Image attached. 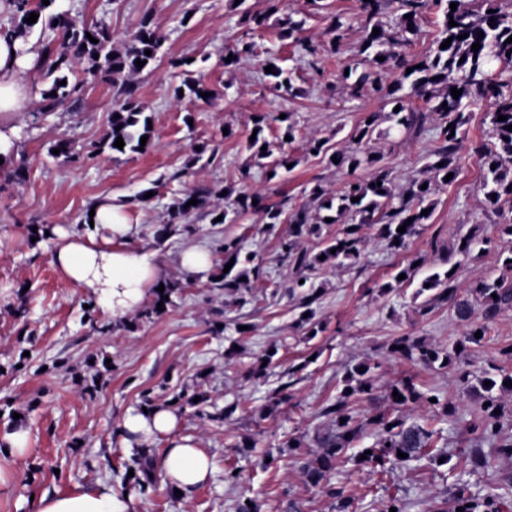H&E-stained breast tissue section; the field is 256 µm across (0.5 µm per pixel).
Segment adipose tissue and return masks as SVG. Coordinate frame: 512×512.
Instances as JSON below:
<instances>
[{
	"label": "adipose tissue",
	"mask_w": 512,
	"mask_h": 512,
	"mask_svg": "<svg viewBox=\"0 0 512 512\" xmlns=\"http://www.w3.org/2000/svg\"><path fill=\"white\" fill-rule=\"evenodd\" d=\"M17 50V42L0 37V112L25 109L28 91L20 76L22 61ZM93 221L110 232V247L97 246L91 238L58 227L51 262L112 317L122 318L143 305L148 289L161 276L160 266L152 253L129 245L134 226L125 210L97 204ZM177 426L174 410L152 407L125 416L121 432L126 442L140 445L166 438L168 447L161 463L165 480L170 487L187 492L208 482L211 465L191 437L177 435ZM36 512H134V498L110 488L46 493L39 497Z\"/></svg>",
	"instance_id": "adipose-tissue-1"
}]
</instances>
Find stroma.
<instances>
[{"label":"stroma","instance_id":"1","mask_svg":"<svg viewBox=\"0 0 512 512\" xmlns=\"http://www.w3.org/2000/svg\"><path fill=\"white\" fill-rule=\"evenodd\" d=\"M311 12L307 0H284V11L302 21L300 42L281 38L280 23L270 18L265 29L247 32L239 23L234 0H54L50 13L86 21H105L112 47L124 50L137 22L151 15L163 38L158 60L134 75L137 97L153 117L148 147L140 153L116 155L103 148L111 129L116 89L92 79L78 102L65 101L46 109L40 94L50 85L45 71L27 67L29 87L25 111L0 112V131L8 141L0 147V432L21 421L29 432L28 452L21 458L0 457V471L9 480L0 490V512H35L34 497L66 494L105 484L133 495L135 512H238L252 503L255 512H335L333 499L308 487L300 476L303 461L320 440L336 430L328 409L338 400L350 367L367 363L379 393L399 377L412 376L417 387L438 395V406L419 409L436 431L441 465L429 459L408 470H381L350 461L331 475V484L354 499L355 512H381L389 496H397L404 512H436L458 486L475 497L496 494L512 502V457L498 450L512 439V391L503 393L510 408L496 435L474 431L480 400L475 393L484 375L512 374V362L501 355L512 346V309L489 324L484 336L467 344L464 356L471 373L462 388L454 373L431 370L396 359L390 353L398 337L422 338L447 346L463 333L445 303H426L418 296L419 279L444 271L449 250L466 233L483 237L495 224L512 217V202L490 207L481 191L482 174L475 153L488 139L487 104L469 107L464 127L465 148L457 176L433 200V213L406 252L390 253L374 229L361 231L360 263L353 267L316 270L311 278L323 293L314 303L317 335L297 324L298 300L289 293L292 267L280 258L279 244L287 224H265L250 212L234 224H215L211 213L223 209V197H211L205 209L193 212L188 230L158 240L167 208L189 191L230 187L287 200L289 207L309 205L306 187L321 183L341 188L350 175L368 177L331 166L327 157L308 152L310 140L327 139L331 150L345 149L358 122L380 115L387 128L388 108L373 91L351 97L336 78L361 62V28L357 0H322ZM346 28L340 53L325 51L329 16ZM254 45L252 56L225 65L226 47L240 39ZM318 46V65L309 67L305 45ZM276 57L292 73V91L274 89L262 71L267 57ZM191 59L190 69L171 67L174 59ZM203 83L208 99L176 97L185 76ZM286 112L296 126L294 141L271 126L266 138L274 157L288 156L293 169L269 177L257 164L247 137L259 113ZM70 141V157L49 151L56 141ZM205 146L196 156L197 146ZM369 147L382 154L396 192L414 179L426 178L435 147L432 130L420 136ZM108 201L126 207L138 221L131 245L153 252L163 281L174 284L171 304L153 312V300L131 327L93 305L78 285L52 265V238H33L34 230L62 226L106 245L108 232L88 228L91 208ZM238 240L252 254L255 266L247 281L245 304L225 295L220 278L224 243ZM193 247L209 254L207 268L186 273L182 254ZM512 250L501 239L494 250H473L457 273L461 289L491 276L512 283V270L499 254ZM423 261L417 281L397 283V273L414 258ZM245 325L246 333L234 330ZM272 355L273 374L256 376L258 358ZM107 368L93 373L91 361ZM93 387H84L88 377ZM154 406L169 408L177 398L205 394L202 408L178 409L179 434L197 440L213 464L212 479L178 495L158 482L141 492L125 482V465L133 451L124 447L120 423L142 409L143 393ZM304 436L305 445L288 441ZM274 460L258 467L265 454ZM238 469L239 482L225 480Z\"/></svg>","mask_w":512,"mask_h":512}]
</instances>
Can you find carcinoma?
Segmentation results:
<instances>
[{"instance_id":"cac0c4a2","label":"carcinoma","mask_w":512,"mask_h":512,"mask_svg":"<svg viewBox=\"0 0 512 512\" xmlns=\"http://www.w3.org/2000/svg\"><path fill=\"white\" fill-rule=\"evenodd\" d=\"M457 3L456 10H451L450 4ZM484 7L468 9L461 0H357L358 17L362 25L361 53L365 54V62L370 71L361 75L353 83H348L351 75L340 73L339 80L350 90V95L358 97L366 86H371L376 92L385 91L384 99L391 107H399V111L388 112L391 126L388 131L409 136L423 128L426 115L411 107L408 100L418 98L427 105V111L435 116L434 140L438 142L433 150V160L428 164L431 176L415 179L410 183L407 194L398 197L392 189L389 172L382 166H377L381 156H373L366 149L375 131L377 115L369 114L354 129L351 135V146L347 152H329L328 140H312L308 150L317 154L339 159V164H348L359 168L362 165L375 168L372 177L366 180L351 179L343 184L340 190L332 194L320 183H315L308 190L311 202L318 209H337L347 213L357 221L354 230L344 229L341 235L327 242L318 252L310 257L304 251L298 250L299 241L308 236L320 235V224L311 223V217L306 207L293 208L284 213L282 206L262 203V198L240 192L232 195L227 191L224 198L230 200L228 206L221 212L212 211L213 217H222L227 221L229 214L240 216L250 210H260L267 224H279L282 215H287L290 225L288 238L281 241L282 261L292 266L299 276L292 284V292L301 296L299 306L307 317L298 318V325L313 323L315 311L311 305L316 301L319 288L311 281L308 272L317 268L353 266L361 260L359 231L364 225L376 228L378 236L385 242L388 250L398 253L405 250L410 240L416 236L421 226L427 223L430 215L422 211L432 210L434 196L438 188L447 185V174H457L455 157L462 149L461 127L466 123V109L482 100L490 102L487 112L490 131L489 142L477 150L479 165L483 170L482 189L486 202L495 206L502 196L512 197V172L508 171L505 163L512 162V42L507 39L512 36V11L504 12L498 7V0H483ZM283 0H267V8L263 12H254L248 8L242 10L239 24L249 31L261 30L266 27L269 17L282 10ZM435 6L441 11L439 35L432 50L420 57L408 58L404 47L410 42L409 36L417 32L419 19ZM12 29L10 38L26 44L29 34L43 24L42 15L47 6L43 2L33 3V0H9ZM39 15L37 22L29 24L25 19L30 13ZM456 22L450 26L449 20ZM50 29L58 33V43L50 51L36 61V65L46 70V75L53 77L50 86L41 91L46 107L64 101H77L81 98L85 80H69V74L77 67H82L83 73L96 79L106 78L119 86V94L112 105V126L114 129L107 134L106 145L113 153H137L143 136H151L147 120L151 116L145 114L144 108L136 97V88L131 77L152 66L162 46L153 18L143 16L133 33L132 40L124 52L112 51V33L103 21L78 22L68 15L57 13L51 16ZM303 22L295 21L287 16L282 20L280 36L283 39L300 40L299 34ZM379 29L380 34L372 35L373 29ZM97 39L92 43L86 34ZM468 34L460 40L458 36ZM327 51L339 53L344 42V24L335 20L327 28ZM452 39L451 46L443 49L441 44ZM481 44L478 51H472V45ZM151 54H145V51ZM384 60L379 61L377 57ZM141 60L144 65L138 67L135 60ZM272 66V72L267 77L273 80V86L286 92L292 91L289 72L285 71L275 59H268L264 66ZM412 72H407V69ZM66 84H61V81ZM461 90L458 98L451 96V88ZM504 115L507 120L500 121ZM272 123L284 126L283 136L295 137V126L289 118H280L278 114L262 113L257 115L253 128L257 129L255 140L249 142L253 156L261 161L272 156L271 149H262L269 145L264 137L265 129ZM122 137L123 148L114 146L117 137ZM427 188H422V185ZM221 194V190L207 189L184 194L168 208V219L159 231V237L174 236L186 230L182 226L186 217L206 206L212 195ZM359 201H353V198ZM197 199L195 205H187L191 199ZM412 219L409 225H404L407 219ZM406 226V231L398 232V227ZM495 236L502 239H512V219L506 224L494 225ZM493 236V237H495ZM493 237L481 239L473 235L460 237L461 244L455 250L456 260L450 264L444 273H434L422 280L416 295L431 293V300L442 301L450 305L458 321L465 327L463 338L448 346V350L428 343L424 340L400 337L393 341L396 349L393 353L410 361L432 367L442 368L461 365V351L457 346L466 342L477 343L475 337L478 331H485L488 323L492 322L501 312L512 308V286L497 283L495 279H484L478 282L470 294L461 296L458 293L455 271L459 270L471 249L478 244L490 245ZM242 247L235 240L224 243V263H232L228 273L224 274V291L236 303H246V282L242 278L248 276L243 264L251 262L249 257H241ZM325 259H319V256ZM511 381L512 375H504L501 380L491 379V384L480 380L481 406L480 416L484 421L483 430L493 436L496 434L498 415L494 411L500 409V396L497 392L512 391V386L504 385ZM375 384L371 366L367 363L357 364L346 371L344 388L333 413L336 414V432L323 439L315 451V458L301 466V473L307 483L321 489L322 493L336 500V512H350L353 499L345 491L329 485L328 475L344 461L347 451L360 431V424L348 408L349 399L355 395L364 394L374 400ZM403 396L398 401L393 392ZM388 406L374 413L369 418V424L377 429L374 446L360 449L356 458L364 464H379L385 461L406 464L418 461L432 453L431 438L434 432L423 425L410 420L407 409L424 402L431 403V397L419 391L413 379L406 377L390 385L385 396ZM408 454L401 459L397 452ZM150 463L147 457L141 455L132 459L127 466L134 472L130 478L141 491L145 492L154 486L155 480L148 475ZM498 512L494 501L479 500L466 493V489H457L451 509H441L439 512Z\"/></svg>"}]
</instances>
